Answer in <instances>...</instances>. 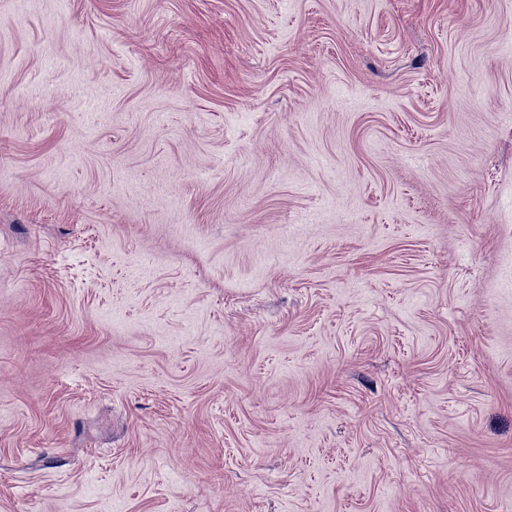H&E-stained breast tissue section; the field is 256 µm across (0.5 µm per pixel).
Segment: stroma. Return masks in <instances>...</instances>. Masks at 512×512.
Listing matches in <instances>:
<instances>
[{"label": "stroma", "mask_w": 512, "mask_h": 512, "mask_svg": "<svg viewBox=\"0 0 512 512\" xmlns=\"http://www.w3.org/2000/svg\"><path fill=\"white\" fill-rule=\"evenodd\" d=\"M0 512H512V0H0Z\"/></svg>", "instance_id": "obj_1"}]
</instances>
